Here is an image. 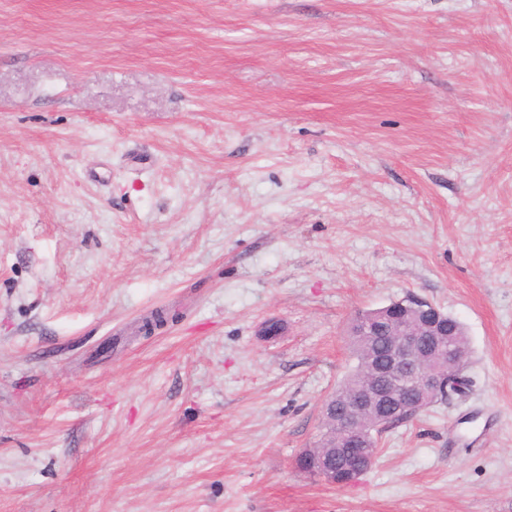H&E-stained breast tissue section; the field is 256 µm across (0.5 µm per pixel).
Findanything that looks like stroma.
Here are the masks:
<instances>
[{"mask_svg": "<svg viewBox=\"0 0 512 512\" xmlns=\"http://www.w3.org/2000/svg\"><path fill=\"white\" fill-rule=\"evenodd\" d=\"M409 292L469 389L301 471ZM0 512H512V0H0Z\"/></svg>", "mask_w": 512, "mask_h": 512, "instance_id": "stroma-1", "label": "stroma"}]
</instances>
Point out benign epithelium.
<instances>
[{
	"mask_svg": "<svg viewBox=\"0 0 512 512\" xmlns=\"http://www.w3.org/2000/svg\"><path fill=\"white\" fill-rule=\"evenodd\" d=\"M446 318L434 305L405 311L394 307L388 319L372 325L370 335L386 339V358L382 362L371 360L367 380L344 404L341 412L344 465L336 467V449L320 448L302 456V470H311L332 485L340 475L342 483L351 482L355 470L349 463L367 460L366 443L359 428L362 415L371 411L381 418L392 419L414 411L418 407L414 395L424 388L437 390L446 379L440 373L448 365L441 340L447 332L440 327Z\"/></svg>",
	"mask_w": 512,
	"mask_h": 512,
	"instance_id": "benign-epithelium-1",
	"label": "benign epithelium"
}]
</instances>
